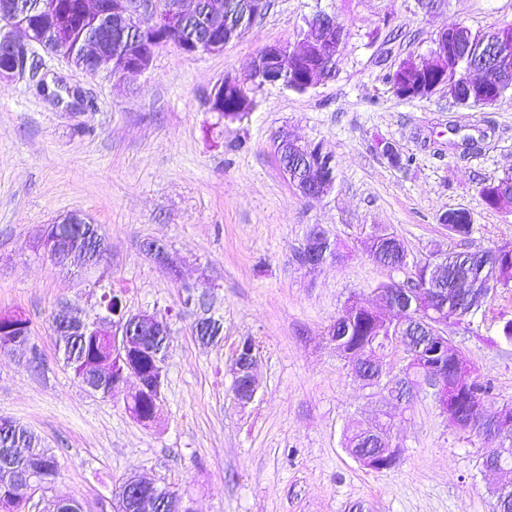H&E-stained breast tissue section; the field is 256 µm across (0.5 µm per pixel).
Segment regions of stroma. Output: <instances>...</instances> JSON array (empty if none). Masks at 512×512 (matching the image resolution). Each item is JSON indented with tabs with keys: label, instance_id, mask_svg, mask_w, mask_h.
<instances>
[{
	"label": "stroma",
	"instance_id": "stroma-1",
	"mask_svg": "<svg viewBox=\"0 0 512 512\" xmlns=\"http://www.w3.org/2000/svg\"><path fill=\"white\" fill-rule=\"evenodd\" d=\"M336 14L349 32L335 78L305 92L265 86L243 120L210 99L224 78L246 77L268 45H294L305 19ZM512 27V0H272L223 51L189 55L169 44L124 80L85 72L41 46L36 75L0 81V314L30 322L35 360L0 352V416L35 431L59 485L82 512H114V492L139 475L181 495L192 512H494L502 478L482 465L483 440L455 430L429 391L393 403L350 371L324 332L352 297L404 280L375 262L367 239L396 236L408 265L435 253L512 242V213L481 186L512 174V99L465 108L438 90L398 98L385 76L428 54L457 24ZM288 131L336 160V185L300 196L277 161ZM409 165L390 164L381 143ZM471 212L474 231L440 221ZM79 212L101 227L107 259L70 271L36 250L46 225ZM342 258L307 270L298 255L310 225ZM163 240L179 276L142 245ZM123 290L128 310L166 315L186 290H207L223 338L201 343L193 317L171 318L159 417L136 422L122 397L84 389L58 353L51 321L89 309L94 281ZM512 288L484 300L472 324L449 328L463 358L512 403ZM260 345L255 399L232 391V348ZM390 414L398 464L375 472L345 436Z\"/></svg>",
	"mask_w": 512,
	"mask_h": 512
}]
</instances>
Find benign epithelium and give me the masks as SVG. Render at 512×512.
I'll use <instances>...</instances> for the list:
<instances>
[{
    "label": "benign epithelium",
    "instance_id": "obj_1",
    "mask_svg": "<svg viewBox=\"0 0 512 512\" xmlns=\"http://www.w3.org/2000/svg\"><path fill=\"white\" fill-rule=\"evenodd\" d=\"M196 4V0H170L165 7H160L157 0H96V12L100 18L112 25V28L129 31L134 34L131 46L136 52L126 55L122 62L120 78L136 75L147 69L156 51L155 39H147L151 32L181 30L183 19L188 15V4ZM271 6V0H249L248 20L245 27H251L254 22L264 15ZM27 12V7L18 3H8L0 10V21L6 26L0 29V61L6 66L0 67V79L13 78L25 73L30 68L29 62L35 58L31 51L33 41L24 28L15 25V16ZM345 37V31L336 22V17L326 12H320L306 21V31L300 47L290 49L281 45H269L261 52L262 63L252 69V75L260 85H282L284 78L290 77L296 83L287 88L304 92L325 81L320 69L315 67L318 56L332 49L334 39ZM240 38L239 29L224 27V34L218 33L209 37L203 45L193 40L183 41L178 47L185 53L196 54L221 51L231 42ZM459 33L455 28L441 31L434 39L431 50L430 69L439 70L448 64V58L460 54ZM88 58L87 70L95 71L102 65L112 64V48L108 39L102 37L91 42L83 49ZM505 67V62L498 61L494 67L476 69L470 67L465 73L461 86L467 95L483 101L487 105L497 103L495 96L497 85V68ZM422 70H413L406 76L403 96L420 97L425 88L421 78ZM277 157L302 148V145L285 130L279 131L275 137ZM294 188L305 198L319 197L330 193L334 183L325 181L321 171L314 162L307 164L303 178L293 182ZM84 217L79 213H71L59 220V223L47 226L37 240L36 248L42 250L59 263L74 264L77 262L79 243L66 237L59 231L61 224H80ZM144 250L158 263L175 271L178 268L176 260L169 249L158 240H148L143 244ZM336 242L326 235L321 226H310L305 243L301 249L300 263L307 269H316L329 260L334 259ZM447 259L442 254L431 255L424 262V267L415 270L413 275L403 281H392L386 292L375 291L376 303L372 304L362 298L354 297L348 300L338 319L342 320L349 313H364L370 320L381 327V333L376 341L363 348L346 349L342 355L348 359L352 373L363 383L369 378L377 382L375 388L387 393L392 400L399 399L393 392L394 383L403 376V368L395 369L386 363L392 343L401 341L402 330L410 321L421 324L429 341L427 356L432 358L448 349V358L456 368H464L467 362L462 358L457 347H447L446 336L448 323V298L444 289L438 287L437 279L441 275ZM397 310L402 318L396 322L389 317L390 312ZM58 319L79 331L92 330L99 336H106L112 342V361L93 364L88 368L89 379L85 387L94 393H99L94 381L97 378L112 377V392H122L131 398L150 392L154 398L161 395L162 378L146 381L127 360L128 355L146 347L145 332H155L165 336L169 332L170 322L160 320L149 312L130 313L117 309L113 316H85L80 319L72 315L68 308L58 314ZM258 347L253 338L246 337L238 342L232 354L233 393L236 400L246 405L253 401L258 390L255 377ZM135 379L134 387L128 386L129 379ZM425 387L432 390V395L441 414L450 419L456 429L466 433H477L470 422L455 415L453 405L448 399V374L443 364L433 361L426 367ZM382 447L372 454L356 456V460L368 468L384 470L394 466L399 459L400 448L390 435V427L380 432ZM158 484L147 481L139 476L124 482L125 495L139 499V507L143 512H149L154 507V499L149 497ZM41 494L42 500L57 508L56 499L43 491L40 483L32 479L22 487L23 498L30 509H37L33 503L34 496Z\"/></svg>",
    "mask_w": 512,
    "mask_h": 512
}]
</instances>
